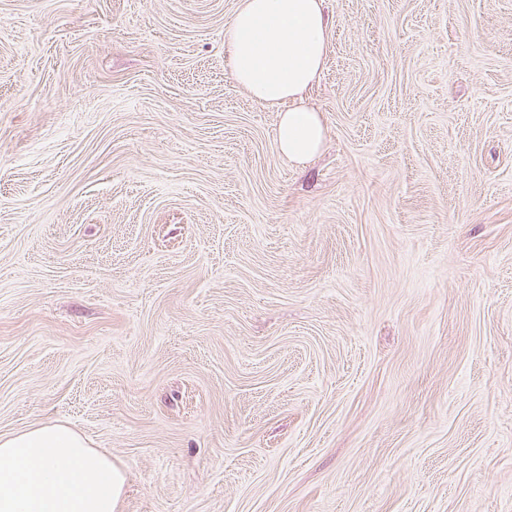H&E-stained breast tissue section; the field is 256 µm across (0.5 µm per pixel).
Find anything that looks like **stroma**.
Listing matches in <instances>:
<instances>
[{
  "label": "stroma",
  "instance_id": "stroma-1",
  "mask_svg": "<svg viewBox=\"0 0 512 512\" xmlns=\"http://www.w3.org/2000/svg\"><path fill=\"white\" fill-rule=\"evenodd\" d=\"M238 0H0V434L118 512H512V0H326L320 152ZM126 481L67 424L0 436V512H116Z\"/></svg>",
  "mask_w": 512,
  "mask_h": 512
}]
</instances>
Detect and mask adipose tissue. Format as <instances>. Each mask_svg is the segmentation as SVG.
Returning <instances> with one entry per match:
<instances>
[{
	"label": "adipose tissue",
	"mask_w": 512,
	"mask_h": 512,
	"mask_svg": "<svg viewBox=\"0 0 512 512\" xmlns=\"http://www.w3.org/2000/svg\"><path fill=\"white\" fill-rule=\"evenodd\" d=\"M323 0H239L224 33L234 81L281 107L279 151L304 163L321 149L322 115L307 100L328 49ZM127 476L69 425L0 436V512H116Z\"/></svg>",
	"instance_id": "adipose-tissue-1"
}]
</instances>
